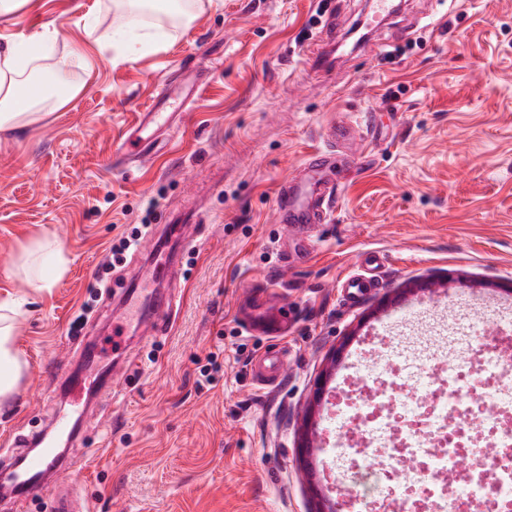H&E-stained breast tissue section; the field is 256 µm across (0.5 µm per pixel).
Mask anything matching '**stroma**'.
<instances>
[{
	"label": "stroma",
	"instance_id": "1",
	"mask_svg": "<svg viewBox=\"0 0 512 512\" xmlns=\"http://www.w3.org/2000/svg\"><path fill=\"white\" fill-rule=\"evenodd\" d=\"M332 73L302 63L325 31L344 43L371 18L369 0H189L179 22L119 0H28L0 34L38 39L56 29L41 70L78 94L32 125L0 132V296L19 248L53 232L70 258L51 292L35 296L17 344L29 369L0 404V471L19 433L49 428L65 406L46 376L76 367L69 328L112 347L130 275L153 267L170 236L165 215L204 217L185 249L169 328L129 324L115 393L94 402L65 451L64 490L84 512H315L296 460L297 429L323 361L351 330L379 326L369 312L407 281L449 278L440 305L468 313L467 283L512 285V0H396ZM203 66L192 110L158 133L154 159L132 171L114 152L166 74ZM369 126L366 150L340 160L326 223L275 219L279 184L325 149L337 113ZM150 233L113 262L134 227ZM380 288L349 301L343 276L371 256ZM290 304L277 338L281 380L256 383L269 342L264 310ZM212 383L199 371L216 347Z\"/></svg>",
	"mask_w": 512,
	"mask_h": 512
}]
</instances>
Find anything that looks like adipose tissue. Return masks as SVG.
<instances>
[{"label":"adipose tissue","mask_w":512,"mask_h":512,"mask_svg":"<svg viewBox=\"0 0 512 512\" xmlns=\"http://www.w3.org/2000/svg\"><path fill=\"white\" fill-rule=\"evenodd\" d=\"M38 58L26 40H0V130L35 121V111L45 101L43 90L30 78ZM69 263L62 243L48 233L30 239L18 251L12 274L24 288L0 298V402L11 398L28 367L15 336L29 294L54 288Z\"/></svg>","instance_id":"obj_1"}]
</instances>
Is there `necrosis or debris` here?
<instances>
[{"label":"necrosis or debris","instance_id":"necrosis-or-debris-1","mask_svg":"<svg viewBox=\"0 0 512 512\" xmlns=\"http://www.w3.org/2000/svg\"><path fill=\"white\" fill-rule=\"evenodd\" d=\"M397 314L327 413L342 512H512V328Z\"/></svg>","mask_w":512,"mask_h":512}]
</instances>
